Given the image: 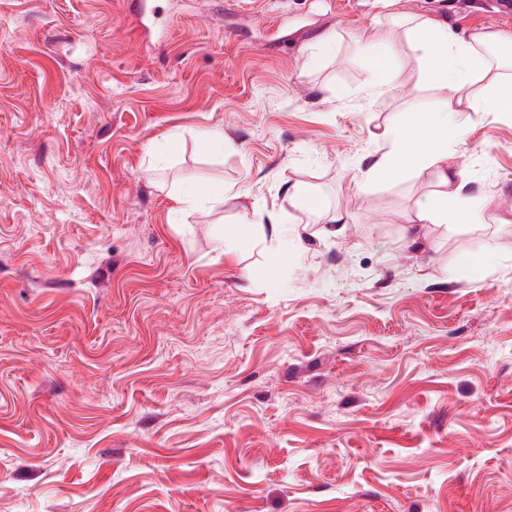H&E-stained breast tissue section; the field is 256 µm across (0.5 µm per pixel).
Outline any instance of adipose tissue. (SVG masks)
<instances>
[{"label": "adipose tissue", "mask_w": 512, "mask_h": 512, "mask_svg": "<svg viewBox=\"0 0 512 512\" xmlns=\"http://www.w3.org/2000/svg\"><path fill=\"white\" fill-rule=\"evenodd\" d=\"M402 30L381 26L372 43L373 78L359 89L372 98L394 94L412 75H419L436 91L439 107L418 116L419 135L394 126L382 134V152L364 173L375 182L397 169L420 174L434 171L441 190L419 205L421 224H474L479 216L465 193L468 175L454 162L456 147L466 138L465 128L449 121L452 112H512V33L478 32L463 38L446 26L407 13H398ZM415 67H408V59Z\"/></svg>", "instance_id": "1"}]
</instances>
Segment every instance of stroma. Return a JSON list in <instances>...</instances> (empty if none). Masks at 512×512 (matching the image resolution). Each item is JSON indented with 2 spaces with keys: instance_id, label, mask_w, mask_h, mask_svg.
Wrapping results in <instances>:
<instances>
[{
  "instance_id": "1",
  "label": "stroma",
  "mask_w": 512,
  "mask_h": 512,
  "mask_svg": "<svg viewBox=\"0 0 512 512\" xmlns=\"http://www.w3.org/2000/svg\"><path fill=\"white\" fill-rule=\"evenodd\" d=\"M143 2L0 0V512H512V223H416L431 171L356 188L436 105L352 97L380 0ZM452 119L469 197L512 206V116ZM230 193L231 189L224 187L223 184L207 186L205 188H171V198L176 203L175 212L198 208L206 203L223 204L224 197ZM288 205L300 209L314 222L321 220L326 210L325 203L320 197L307 193L299 186L288 194Z\"/></svg>"
}]
</instances>
